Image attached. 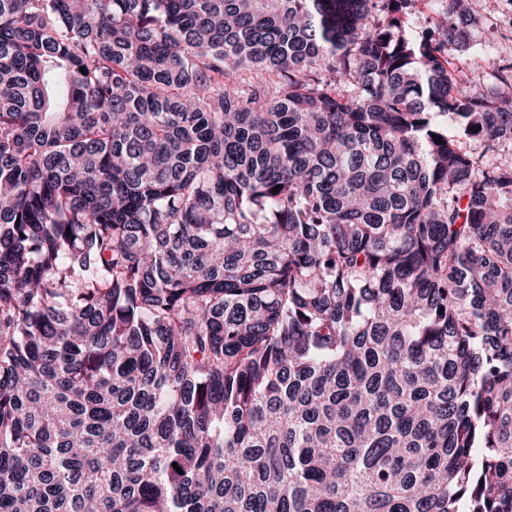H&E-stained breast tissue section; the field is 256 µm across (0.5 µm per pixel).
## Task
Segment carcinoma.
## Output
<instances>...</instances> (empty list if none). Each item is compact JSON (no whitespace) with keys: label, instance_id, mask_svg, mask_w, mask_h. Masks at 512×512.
<instances>
[{"label":"carcinoma","instance_id":"carcinoma-1","mask_svg":"<svg viewBox=\"0 0 512 512\" xmlns=\"http://www.w3.org/2000/svg\"><path fill=\"white\" fill-rule=\"evenodd\" d=\"M420 2L0 0V512H512V63Z\"/></svg>","mask_w":512,"mask_h":512}]
</instances>
